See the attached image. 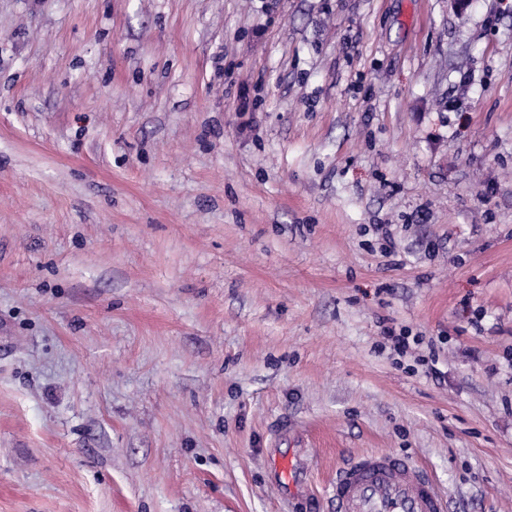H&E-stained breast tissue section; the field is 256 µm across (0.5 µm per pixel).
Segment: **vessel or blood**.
<instances>
[{"label":"vessel or blood","mask_w":512,"mask_h":512,"mask_svg":"<svg viewBox=\"0 0 512 512\" xmlns=\"http://www.w3.org/2000/svg\"><path fill=\"white\" fill-rule=\"evenodd\" d=\"M331 488L336 512H446L434 482L403 457L365 455L339 468Z\"/></svg>","instance_id":"obj_1"}]
</instances>
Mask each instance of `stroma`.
<instances>
[{
  "instance_id": "35a3bbf8",
  "label": "stroma",
  "mask_w": 512,
  "mask_h": 512,
  "mask_svg": "<svg viewBox=\"0 0 512 512\" xmlns=\"http://www.w3.org/2000/svg\"><path fill=\"white\" fill-rule=\"evenodd\" d=\"M371 453L512 512V0H0V512Z\"/></svg>"
}]
</instances>
